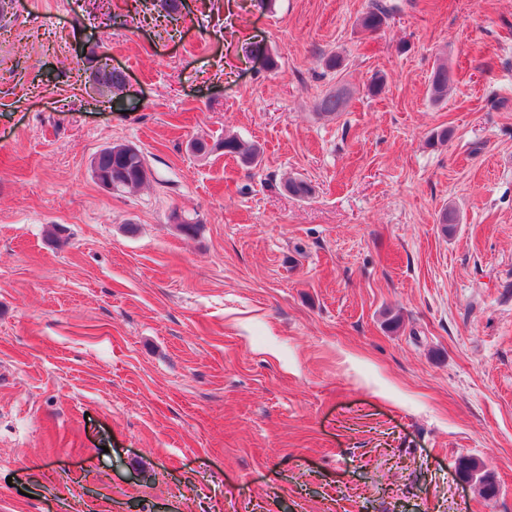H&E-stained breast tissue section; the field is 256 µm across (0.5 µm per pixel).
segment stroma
I'll return each instance as SVG.
<instances>
[{"label":"stroma","instance_id":"obj_1","mask_svg":"<svg viewBox=\"0 0 512 512\" xmlns=\"http://www.w3.org/2000/svg\"><path fill=\"white\" fill-rule=\"evenodd\" d=\"M386 2L9 0L0 512H512V0ZM454 83L451 70L448 68L447 62L438 64L429 80V93L435 102L444 100L448 96ZM224 154L238 158L244 165L257 164L260 155V147L254 143L244 141L236 135L224 136L222 142ZM133 148L137 153H132ZM97 160L98 167L93 168L94 180L109 191H120L121 181L124 192L139 190L149 181L151 170L147 158L138 148L129 144H114L101 150L92 160ZM112 177H118L112 179ZM121 180V181H120ZM456 470L459 477L465 481L473 482L479 488L482 497L490 501L497 495V487L493 476L483 471L480 461L472 456H462L457 460Z\"/></svg>","mask_w":512,"mask_h":512}]
</instances>
